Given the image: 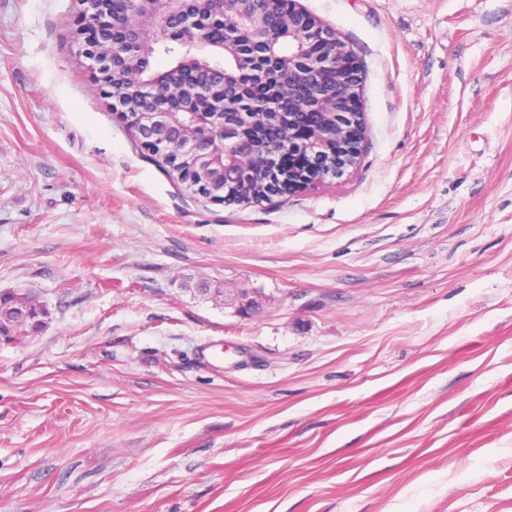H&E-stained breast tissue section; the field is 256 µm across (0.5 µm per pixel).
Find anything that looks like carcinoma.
Instances as JSON below:
<instances>
[{"instance_id":"carcinoma-1","label":"carcinoma","mask_w":512,"mask_h":512,"mask_svg":"<svg viewBox=\"0 0 512 512\" xmlns=\"http://www.w3.org/2000/svg\"><path fill=\"white\" fill-rule=\"evenodd\" d=\"M257 3L268 19L270 36H277L290 25L300 26L298 37L308 42L310 55L299 62L288 59L286 50L277 58L269 55L264 42L237 26L209 0H197L193 5L198 22L193 30L195 43L189 46L167 40L165 29L153 36L134 34L142 19L158 8L156 0L105 3L112 15V93L122 97L123 122L130 130L138 131L139 108L153 90L152 84L130 78V64L142 54L148 63L156 52L164 51L172 65L147 74V78L175 92L171 97H158L161 107H206L214 98L227 112L257 113L254 125L245 131L255 150L243 160L240 183L224 197L226 202L255 205L272 200L276 193H288L289 180L297 177L283 163L280 174H273L276 161L295 149L288 138V113L298 105L313 108L323 92L336 95V72L331 69L309 83L310 66L333 54L336 45L321 31L301 25L295 0Z\"/></svg>"}]
</instances>
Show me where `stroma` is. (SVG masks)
I'll list each match as a JSON object with an SVG mask.
<instances>
[{"label": "stroma", "instance_id": "stroma-1", "mask_svg": "<svg viewBox=\"0 0 512 512\" xmlns=\"http://www.w3.org/2000/svg\"><path fill=\"white\" fill-rule=\"evenodd\" d=\"M299 2L362 156L238 205L135 145L79 0H0V290L50 311L0 342V512H512V0ZM259 291L242 289L234 293L224 292V306L231 305L241 318H250L259 309Z\"/></svg>", "mask_w": 512, "mask_h": 512}]
</instances>
